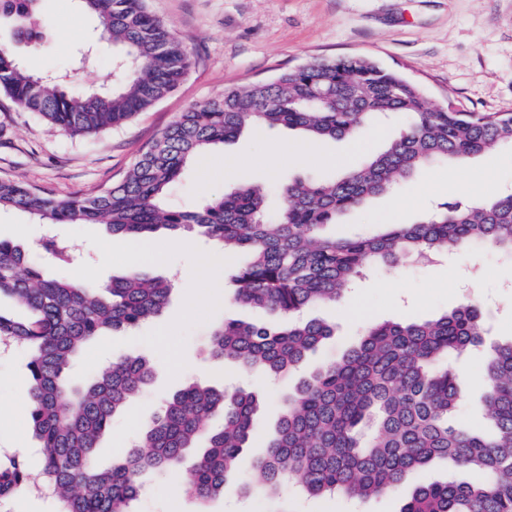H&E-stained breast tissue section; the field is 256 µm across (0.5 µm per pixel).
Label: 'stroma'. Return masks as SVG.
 Here are the masks:
<instances>
[{
	"label": "stroma",
	"instance_id": "35a3bbf8",
	"mask_svg": "<svg viewBox=\"0 0 512 512\" xmlns=\"http://www.w3.org/2000/svg\"><path fill=\"white\" fill-rule=\"evenodd\" d=\"M148 6L192 52L194 64L183 83L126 125L88 138L51 130L41 119L0 101V178L25 181L62 199L99 191L120 181L142 148L193 103L321 58L371 57L425 86L433 104L467 112L512 113V0H148ZM42 19L47 36L39 53V71L67 72L73 87L120 81L113 65L115 50L97 54L92 64H80L81 52L96 42V23L80 12L77 0H43ZM374 127L378 135L364 148L352 149L345 138L328 139L318 142L315 155L302 163L275 156L280 143L301 142L299 133L254 128L215 147L204 163L188 166L172 185L167 202L191 209L235 184L334 177L399 132L395 120L378 121ZM224 156L233 159V166L218 165V158ZM451 180L460 184L463 202L512 188V149L427 167L396 192L351 211L328 232L359 237L380 224L416 223L447 201ZM59 232L79 253L67 270L69 277L99 285L128 271L133 238L112 234L102 224L64 225ZM151 242L161 252L144 264V271L178 279L162 314L135 330L113 333L88 346L71 367L75 381L87 382L109 363L139 353L166 361L146 391L114 417L96 461L104 468L123 461L160 403L196 380L261 394L258 429L238 464L242 479L254 481L255 460L282 413L284 394L298 375L292 372L273 380L259 370L215 362L206 343L214 323L231 319L271 323L276 316L239 307L230 299L219 302L203 282L180 279L181 271L204 266L218 255L214 244L195 237L186 248L164 235L152 237ZM469 299L484 315L487 342L512 336V262L503 261L496 252L462 249L432 264L405 260L375 269L355 287L352 304L309 309V316L334 323L336 333L308 364L315 367L338 359L369 324L433 319ZM485 364L482 349L457 361L462 404L454 423L460 428L488 424L476 384ZM25 378L23 354L0 352V419L11 423L9 430H0V455L24 450L37 464L41 456L27 432L28 397L17 389ZM424 477L469 481L473 475L438 466ZM424 477L410 475L399 492L365 500L302 498L287 487L274 500L236 493L200 502L174 498L168 477L149 473L142 479L133 512H400Z\"/></svg>",
	"mask_w": 512,
	"mask_h": 512
}]
</instances>
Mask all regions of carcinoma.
Returning <instances> with one entry per match:
<instances>
[{"label": "carcinoma", "instance_id": "1", "mask_svg": "<svg viewBox=\"0 0 512 512\" xmlns=\"http://www.w3.org/2000/svg\"><path fill=\"white\" fill-rule=\"evenodd\" d=\"M41 3L0 0V25L33 50L43 39ZM79 3L97 21V43L123 48L115 59L123 83L74 90L64 76L21 63L13 44L0 41V96L54 129L88 136L122 126L167 97L188 75L193 56L147 0ZM387 114L402 115L404 126L381 151L331 179L280 182L273 212L270 188L253 184L191 210L165 203L188 163L249 127H287L312 140H336L356 136ZM503 145L512 146L511 113L435 106L420 85L369 59H323L269 81L227 87L189 106L144 147L118 185L95 194L60 199L0 178V210L23 212L42 224H105L114 235L134 238L196 230L220 243L226 256L246 250L249 260L236 275L234 300L275 312L282 324L224 321L211 331L208 354L284 376L334 333L324 320L299 319L302 311L341 298L370 268L478 244L512 257V192L487 201H446L416 224H385L365 237L323 233L423 168ZM40 249L47 260L0 241V297L28 311L26 318L0 311V344L26 353L27 426L43 450L42 478L57 512H131L141 473L181 472L202 438L205 447L184 477V492L201 501L232 484L267 496L289 483L308 495L383 496L409 474L444 461L482 479L427 480L401 512H512V338L490 346L482 375L489 431L448 424L460 402L450 361L484 345V319L474 304L423 322L371 324L338 360L301 379L284 396L275 432L256 461V485L239 479L236 463L255 433L258 395H229L198 382L167 400L121 463L101 469L95 448L114 416L150 384L156 366L144 354L116 361L84 388L72 385L68 372L90 342L158 315L174 283L133 270L89 287L60 273L73 260L67 244L47 238ZM216 415L223 424L213 429ZM37 486L26 453L0 459V499Z\"/></svg>", "mask_w": 512, "mask_h": 512}]
</instances>
